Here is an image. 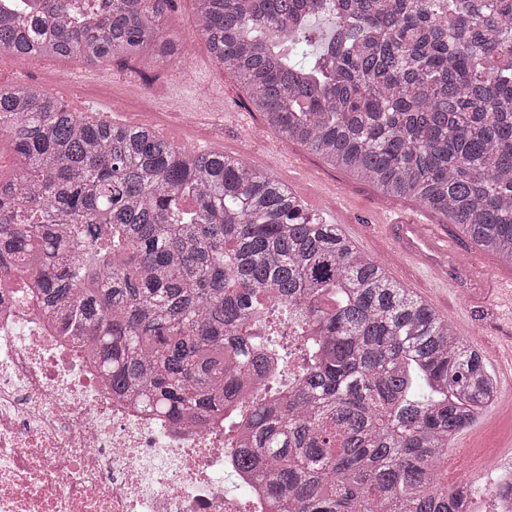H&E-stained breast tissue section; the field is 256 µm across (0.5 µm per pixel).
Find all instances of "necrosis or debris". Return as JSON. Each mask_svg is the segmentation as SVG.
<instances>
[{
  "mask_svg": "<svg viewBox=\"0 0 512 512\" xmlns=\"http://www.w3.org/2000/svg\"><path fill=\"white\" fill-rule=\"evenodd\" d=\"M0 272V512H273L238 469L239 427L217 415L187 425L113 398L82 345ZM470 512H512V468L476 465Z\"/></svg>",
  "mask_w": 512,
  "mask_h": 512,
  "instance_id": "4bbe7bcc",
  "label": "necrosis or debris"
}]
</instances>
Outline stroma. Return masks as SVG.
Here are the masks:
<instances>
[{
	"instance_id": "35a3bbf8",
	"label": "stroma",
	"mask_w": 512,
	"mask_h": 512,
	"mask_svg": "<svg viewBox=\"0 0 512 512\" xmlns=\"http://www.w3.org/2000/svg\"><path fill=\"white\" fill-rule=\"evenodd\" d=\"M127 66L126 58L120 56L95 67L67 59L62 67L71 75V82L32 75L26 81L52 93L71 111L95 112L112 123L137 126L141 123L139 114L129 109L122 97L103 101L76 90L77 83L85 80H113ZM141 80L168 85L178 100L177 111L160 113L154 124L158 135L177 145L201 151L220 150L262 165L288 186L308 210L340 225L360 251L387 256L389 275L447 317L464 341L478 347H499L501 356L490 370L500 388L512 384V309L491 290L493 281L512 279V262L475 249L452 227L448 235L457 242V249L440 251L435 260L447 278L454 280V287H440L437 281L403 267L396 249L398 239L381 230V222L412 216L435 224L438 216L407 200L392 201L390 209H383L373 186L266 130L261 114L250 105L244 89L214 61L206 43H199L183 62L143 70ZM511 438L512 422L485 415L464 431L448 452L456 454L461 446L497 449Z\"/></svg>"
}]
</instances>
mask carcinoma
Returning a JSON list of instances; mask_svg holds the SVG:
<instances>
[{"mask_svg": "<svg viewBox=\"0 0 512 512\" xmlns=\"http://www.w3.org/2000/svg\"><path fill=\"white\" fill-rule=\"evenodd\" d=\"M212 57L267 128L409 198L512 262V0H194ZM173 0H0V50L173 60ZM327 28L310 42L312 23ZM0 270L37 263L40 307L112 393L164 417L224 411L267 374L276 301L300 377L250 409L239 468L277 512H464L443 451L498 399L448 319L271 174L0 82Z\"/></svg>", "mask_w": 512, "mask_h": 512, "instance_id": "obj_1", "label": "carcinoma"}]
</instances>
